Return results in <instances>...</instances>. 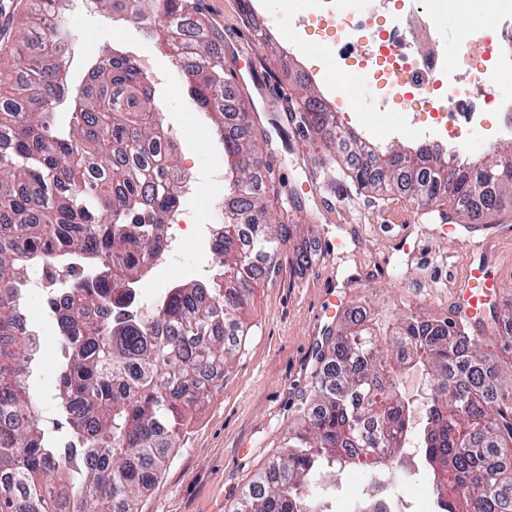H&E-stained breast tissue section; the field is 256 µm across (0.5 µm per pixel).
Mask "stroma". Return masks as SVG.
<instances>
[{
	"mask_svg": "<svg viewBox=\"0 0 512 512\" xmlns=\"http://www.w3.org/2000/svg\"><path fill=\"white\" fill-rule=\"evenodd\" d=\"M193 3L223 36L227 74L254 64L298 110L295 72L335 73L347 86L344 105L375 121L363 76L337 72L324 32L309 29L298 53H281L280 44L297 36L301 0H272L280 18L270 27L273 44L256 49L239 41L249 27L239 0ZM70 28L74 41L94 50L137 43L152 56L158 77L166 81L161 122L179 133V162L191 168L201 195L215 194L210 176L222 161L210 147L215 134L207 119L193 121L194 106L171 59L137 24L114 22L94 8L75 13ZM258 136L263 150L250 165L268 189L267 218L290 226L292 237L279 254L278 274L255 290L249 335L223 385L194 411L179 447L141 496L139 512H226L250 478L280 454L289 427L310 405L320 352L336 334L338 320L325 304L327 295L339 297L346 308L369 296L388 316L412 313L442 321L452 314L453 292L468 267L485 261L502 280L504 305H512V222L501 221L512 201L484 212L485 232L471 234L467 219L450 228L406 197L361 187L352 171L336 162L335 130L306 133L292 148L270 124H260ZM180 210L188 243L169 263L152 265L142 283L144 311H151L171 283L201 279L216 267L212 251L193 244L206 216L192 200H182ZM316 240L330 246L328 256L312 250ZM301 250L307 253L303 264L297 261Z\"/></svg>",
	"mask_w": 512,
	"mask_h": 512,
	"instance_id": "1",
	"label": "stroma"
}]
</instances>
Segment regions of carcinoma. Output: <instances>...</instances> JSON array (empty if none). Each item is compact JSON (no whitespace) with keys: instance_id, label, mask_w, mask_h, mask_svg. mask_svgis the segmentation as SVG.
<instances>
[{"instance_id":"cac0c4a2","label":"carcinoma","mask_w":512,"mask_h":512,"mask_svg":"<svg viewBox=\"0 0 512 512\" xmlns=\"http://www.w3.org/2000/svg\"><path fill=\"white\" fill-rule=\"evenodd\" d=\"M66 2L37 0L22 18L9 70L0 71V86H9L0 94V476L17 487L0 491V512H137L191 412L223 384L249 332L254 285L278 272L290 230L256 232L248 254L234 247L240 225H258L267 198L243 163L260 142L228 92L219 33L192 18L190 0H95L145 24L178 62L230 173L224 195L233 207L212 243L216 271L171 285L151 317L137 313L138 285L163 248L157 230L181 198L176 144L159 121H148L155 89L133 56L113 49L94 58L91 82L38 60L43 42L69 33L59 26L36 34L34 18L58 14ZM298 92L312 128L335 126V113L308 82ZM63 100L65 122L56 112ZM345 153L363 186L406 194L425 211L446 207L474 220L512 200V180L496 177L512 171V146L494 161L454 169L451 181L440 149H382L355 138ZM47 254L73 276L59 290L68 310L55 315L62 359L53 431L30 394L36 340L23 325L26 274L42 269ZM503 336H512V305L474 326L406 316L382 329L370 305L350 310L321 357L310 414L230 512L321 510L317 478L326 469L385 477L376 449L398 457L403 447L373 433L370 418L395 432L413 426L431 471L433 512H512V474L499 465L512 440V370L488 367L482 351ZM416 367L427 371L431 392L414 425L399 379Z\"/></svg>"}]
</instances>
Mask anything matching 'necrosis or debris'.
<instances>
[{
	"mask_svg": "<svg viewBox=\"0 0 512 512\" xmlns=\"http://www.w3.org/2000/svg\"><path fill=\"white\" fill-rule=\"evenodd\" d=\"M304 13L315 16L336 36L337 68L358 67L373 97L378 123L344 112L363 137L382 142L411 131L416 144L448 147L450 164L472 155L471 137L512 141V0H491L492 24L474 32L455 59L440 49V18L448 0H370L360 13L346 0H304ZM427 103L426 115L414 109ZM500 120L486 122L488 108ZM403 109L404 126L389 125L391 110Z\"/></svg>",
	"mask_w": 512,
	"mask_h": 512,
	"instance_id": "1",
	"label": "necrosis or debris"
}]
</instances>
